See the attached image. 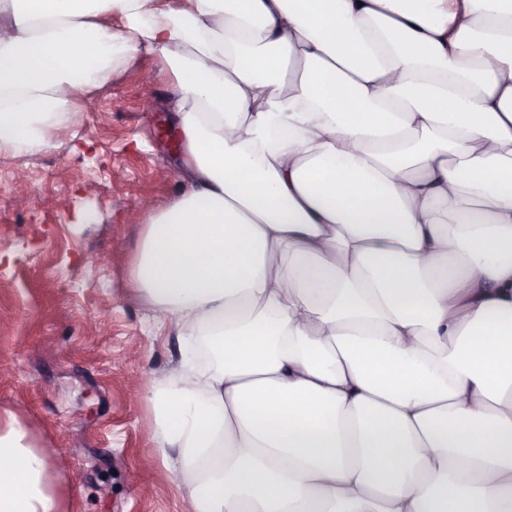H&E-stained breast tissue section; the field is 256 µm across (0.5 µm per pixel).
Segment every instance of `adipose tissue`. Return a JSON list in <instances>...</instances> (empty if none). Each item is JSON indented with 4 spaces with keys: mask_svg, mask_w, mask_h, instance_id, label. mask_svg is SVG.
<instances>
[{
    "mask_svg": "<svg viewBox=\"0 0 512 512\" xmlns=\"http://www.w3.org/2000/svg\"><path fill=\"white\" fill-rule=\"evenodd\" d=\"M174 76L132 288L192 512H512V0H0V155ZM0 413V512H55Z\"/></svg>",
    "mask_w": 512,
    "mask_h": 512,
    "instance_id": "ef3b65f1",
    "label": "adipose tissue"
}]
</instances>
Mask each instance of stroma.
Wrapping results in <instances>:
<instances>
[{
    "label": "stroma",
    "mask_w": 512,
    "mask_h": 512,
    "mask_svg": "<svg viewBox=\"0 0 512 512\" xmlns=\"http://www.w3.org/2000/svg\"><path fill=\"white\" fill-rule=\"evenodd\" d=\"M114 67L55 147L0 155V411L65 458L60 512H189L140 398L177 367L179 338L130 286L141 224L180 193L173 77L152 58ZM48 195L71 210L44 209Z\"/></svg>",
    "instance_id": "35a3bbf8"
}]
</instances>
